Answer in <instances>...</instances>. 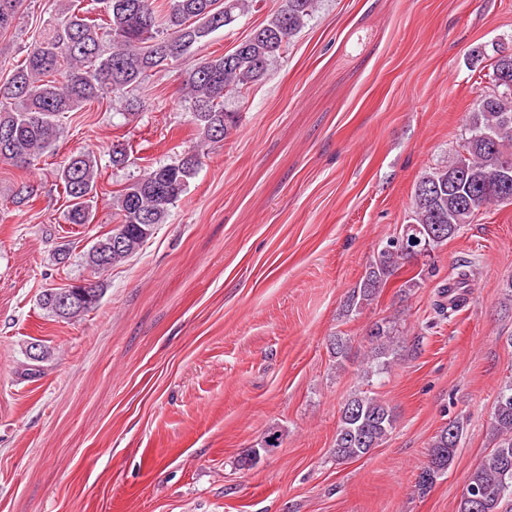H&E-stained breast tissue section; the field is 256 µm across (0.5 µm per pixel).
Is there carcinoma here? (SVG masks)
Instances as JSON below:
<instances>
[{
    "label": "carcinoma",
    "instance_id": "1",
    "mask_svg": "<svg viewBox=\"0 0 512 512\" xmlns=\"http://www.w3.org/2000/svg\"><path fill=\"white\" fill-rule=\"evenodd\" d=\"M318 0H279L266 24L256 28L233 50L202 59L185 76L182 92L191 103V121L200 144L170 163L150 165L138 179L114 196L111 231L96 239L97 253L111 269L135 256L165 222L203 165V144L225 140L241 122V114L226 108L230 99H245L268 72L270 62L305 27ZM22 0H0V31L13 26ZM254 3L250 0H71L67 15L49 24L24 62L0 84V162L29 169L54 151L60 121L83 104L106 97H124L150 72H159L206 43L212 34L234 23ZM112 41L104 54L103 38ZM469 137L462 150L440 166L424 172L414 185L411 220L419 228L418 244L386 241L370 263L358 288L346 303L348 314L372 304L389 281L420 253L453 237L480 210L492 204H512V90L495 92L468 112ZM96 158L76 151L56 169L66 217L70 224H90L97 195ZM470 273L458 267L438 290L436 314L444 319L467 301ZM59 288H48L39 306L56 317ZM102 289L83 282L73 289L77 305L68 318L94 309ZM396 322L373 324L359 364L366 377L388 372L396 352ZM332 350L339 365L350 360L348 339L334 337ZM397 421L393 407L356 394L344 403L333 457L338 463L359 459L378 447ZM495 448L468 477L459 512H512V381L495 401L490 423ZM463 438V426L453 421L431 443L427 465L418 476L426 491L448 473Z\"/></svg>",
    "mask_w": 512,
    "mask_h": 512
}]
</instances>
